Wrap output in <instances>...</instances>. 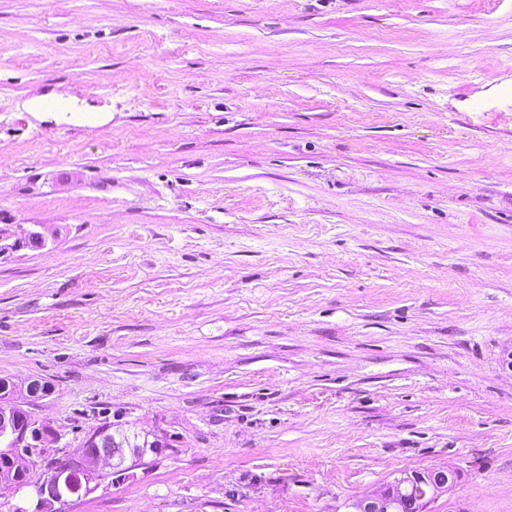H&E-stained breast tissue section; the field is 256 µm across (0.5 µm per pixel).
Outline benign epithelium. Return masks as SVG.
<instances>
[{
	"mask_svg": "<svg viewBox=\"0 0 512 512\" xmlns=\"http://www.w3.org/2000/svg\"><path fill=\"white\" fill-rule=\"evenodd\" d=\"M45 239L37 230L28 231L24 237L6 245V248H41ZM49 384L30 380L26 386H10L0 390V458L13 465V472L0 470V480L12 484L16 490L34 488L36 503L33 510L22 506L13 507V512H57L54 505L66 502V498L86 492L97 477L96 464L103 460L112 468V476L120 480L130 478L127 458H143L148 449L136 448L131 439L116 431H102L91 435L89 448L81 454L61 458L64 466L54 464L47 477L36 481H24L15 472L33 471L45 454L42 442L51 434L61 440V434L47 426L40 425L23 404L32 405L47 396ZM455 480V472L448 469H433L424 472L406 473L396 479L373 497L356 504V512H427L429 505L439 496L448 492Z\"/></svg>",
	"mask_w": 512,
	"mask_h": 512,
	"instance_id": "7a95c632",
	"label": "benign epithelium"
}]
</instances>
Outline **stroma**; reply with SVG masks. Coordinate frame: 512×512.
<instances>
[{
	"mask_svg": "<svg viewBox=\"0 0 512 512\" xmlns=\"http://www.w3.org/2000/svg\"><path fill=\"white\" fill-rule=\"evenodd\" d=\"M98 113L39 120L36 95ZM109 113H101V106ZM0 378L66 512H512V0H0ZM50 96L35 97L30 100H26L21 104V107L27 112L42 113V112H98L99 108H94L85 104L79 105V100L75 96H64V95H53L52 97L56 100H62L64 107L60 109H52L45 107V103L48 102ZM51 391L46 382L31 379L26 387L17 389L13 384L8 388L1 386L0 390V469L6 471L8 463L13 465L15 474L3 473L0 470V480L8 482L21 490L33 487L36 503L33 510L22 506L13 507V512H57L55 503L63 504L66 498L90 489V483L97 477L95 469L100 460H104L112 468L113 479L119 477L121 481L130 478L131 466H126L127 457L133 460L143 458L151 448H134L131 439H124L116 431H102L91 435L88 439L89 448L81 454L64 455L51 467V472L43 479L31 482L29 473L18 474L17 471H33L41 463L45 454L42 442L45 436L52 434L56 442L61 440V434L54 432L48 426L38 425L31 412L23 408V404L33 405L43 399ZM20 395L22 402L16 399ZM22 403V404H21ZM4 459V460H3ZM6 460V461H5ZM64 462L65 467H59ZM9 470V469H8ZM79 478V485L75 487L74 478ZM454 480L455 472L450 469L405 473L375 496L357 503L355 512H427L433 501L448 492Z\"/></svg>",
	"mask_w": 512,
	"mask_h": 512,
	"instance_id": "35a3bbf8",
	"label": "stroma"
}]
</instances>
